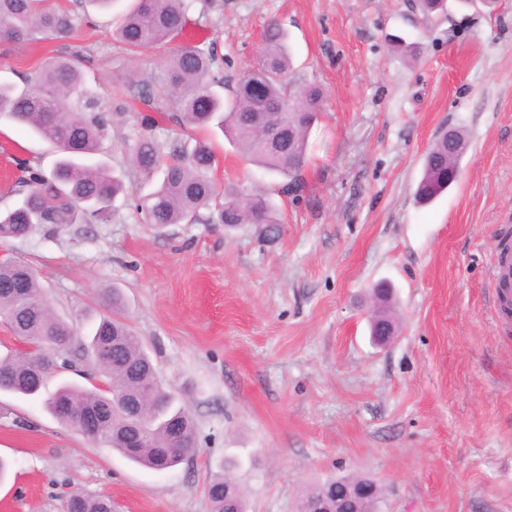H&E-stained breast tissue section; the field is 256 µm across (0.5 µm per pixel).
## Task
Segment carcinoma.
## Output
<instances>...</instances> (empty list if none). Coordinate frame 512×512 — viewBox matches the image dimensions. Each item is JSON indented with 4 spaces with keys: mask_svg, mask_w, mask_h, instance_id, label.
<instances>
[{
    "mask_svg": "<svg viewBox=\"0 0 512 512\" xmlns=\"http://www.w3.org/2000/svg\"><path fill=\"white\" fill-rule=\"evenodd\" d=\"M45 0H0V38L15 40L37 32L67 35L80 17L67 9L48 8ZM194 0H133L115 19L113 39L136 53L143 48L171 44L189 22ZM78 56L53 59L40 71L34 87L18 90L0 83V119L26 125L53 144L60 158L50 173L26 168L18 184L26 188L22 203L0 212V241L30 235L39 224H105L112 218V205L119 195L134 197V211L146 224L162 228L170 224H222L228 230L247 225L257 235L276 237L280 232L272 206L260 193L246 189L220 193L214 172L217 156L210 144L194 146L178 137H160L157 121L142 118V131L133 146L131 161L144 181L162 173L161 181L148 193L138 194L115 177L109 166L90 162L101 153L109 135L111 112L123 111L121 103L100 101L85 84ZM158 103L143 97L182 132L194 127L218 128L265 170L296 184L304 165L308 132L323 99L320 87L303 84L293 74L285 31L271 24L265 34L256 65L242 71L237 87L227 98L213 90L225 85L218 56L210 45L184 46L173 51L155 78ZM268 119L292 118L294 136L281 152L259 143L256 113ZM465 147L463 137L453 144L439 138L431 145L415 196L426 203L452 184L448 154L454 146ZM0 320L14 336L37 348L41 372L34 377L26 359L10 353L0 357V390L27 398L39 395L58 363L69 362L76 329L51 312L32 269L24 262L0 264ZM81 350L91 354L100 374L111 388L62 384L50 393L44 407L55 418L73 422L82 413L107 418L111 433L102 441L130 461L154 469L172 468L195 448L194 423L189 412L176 405L174 395L158 378L150 356L143 349L124 316L117 295L106 302L89 342ZM142 396L138 417L146 422L139 436L136 418L122 400ZM179 422L182 434L174 441L170 426ZM211 512H230L233 504L246 503L237 484L224 473L207 488ZM110 501L75 491L65 512H109Z\"/></svg>",
    "mask_w": 512,
    "mask_h": 512,
    "instance_id": "cac0c4a2",
    "label": "carcinoma"
}]
</instances>
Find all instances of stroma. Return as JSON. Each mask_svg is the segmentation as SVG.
Here are the masks:
<instances>
[{"mask_svg": "<svg viewBox=\"0 0 512 512\" xmlns=\"http://www.w3.org/2000/svg\"><path fill=\"white\" fill-rule=\"evenodd\" d=\"M70 35L0 41V83L32 84L50 58L80 54L111 101L134 73L127 109L100 153L130 187L142 93L168 49L128 54L112 17L84 0ZM424 19L413 0H195L177 45L212 42L235 84L269 21L288 33L293 70L325 96L300 182L247 161L204 132L220 190H262L280 215L272 240L219 224L140 223L116 199L107 224L41 225L0 241L34 269L79 335L111 290L163 385L191 414L197 448L158 472L85 439L41 400L0 392V512H62L78 487L114 512H211L205 487L224 461L248 512H295L331 477L370 478L387 512H512V330L494 325L491 267L512 225V0H475ZM462 131L460 176L427 205L414 191L445 129ZM55 149L0 119V210L20 202L25 164ZM394 290L397 333L370 339L375 284Z\"/></svg>", "mask_w": 512, "mask_h": 512, "instance_id": "obj_1", "label": "stroma"}]
</instances>
